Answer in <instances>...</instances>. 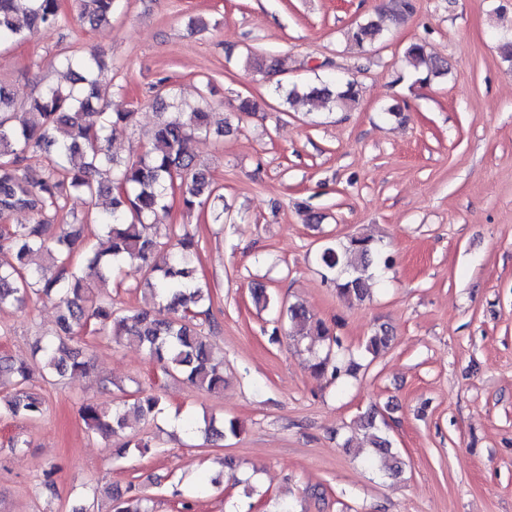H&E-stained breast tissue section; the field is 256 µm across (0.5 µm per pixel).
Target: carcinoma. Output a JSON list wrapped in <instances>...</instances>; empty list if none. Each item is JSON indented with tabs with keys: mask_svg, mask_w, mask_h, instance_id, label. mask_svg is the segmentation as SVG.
Masks as SVG:
<instances>
[{
	"mask_svg": "<svg viewBox=\"0 0 512 512\" xmlns=\"http://www.w3.org/2000/svg\"><path fill=\"white\" fill-rule=\"evenodd\" d=\"M77 18L98 25L112 18L117 0H73ZM416 10L415 0H384L378 19L357 22L348 38L362 48L385 37L383 18L403 20ZM69 22L61 0H0V44L23 40L33 30L60 28ZM405 57L417 82L427 85L448 72V62L412 42ZM64 79L49 83L18 110L12 93L0 87V217L16 211L32 215L27 224L0 228V244L15 251L16 263L0 264V311L24 309L35 299L56 301L60 314L58 335L79 331L105 336L118 343L144 349L169 377H185L207 392L224 389V361L213 357L207 337L195 319L203 314L209 290L196 278L198 241L185 230L161 225L167 198L179 186L183 208L208 210L216 223H224V195L218 192L205 168L189 151V141L227 125L212 127V113L204 102L190 105L175 89L154 98L158 120L149 134L148 147L135 157L118 158L110 142L118 133L136 126L134 109L100 98L102 79L112 74L94 53L63 51L57 60ZM247 66L267 76L288 71L287 58L276 55L249 57ZM359 98V88L317 80L294 85L282 96L285 103L349 106ZM47 159L41 177L28 175L29 164ZM84 198L83 219L100 227L105 241L83 253L74 265L73 253L81 225H58L68 199ZM316 264L336 280L339 295L361 301L369 293L371 271L389 267L392 258L369 236H352L345 242H328L315 254ZM126 264L144 270L143 284L159 298L155 313L122 309L110 296L94 291L93 280L117 276ZM289 334L311 339L310 368L317 376L353 377L359 364L345 356L340 337L314 319L301 303L288 306ZM391 336L380 330L369 336L365 350L377 354L388 348ZM33 364L14 363L0 356V377H11L10 392L0 398V411L13 419L36 421L45 401L29 391L34 374L46 383L90 369L82 350L64 343L36 341ZM162 412L155 393L138 392L133 400L121 398L110 406L87 403L80 414L90 433L116 435ZM358 425L368 431L381 469L391 477L404 471L405 462L394 446L389 425L374 408L361 413ZM204 430L215 441L240 434L234 418L221 426L203 418ZM113 512H149L147 499L118 494Z\"/></svg>",
	"mask_w": 512,
	"mask_h": 512,
	"instance_id": "carcinoma-1",
	"label": "carcinoma"
}]
</instances>
